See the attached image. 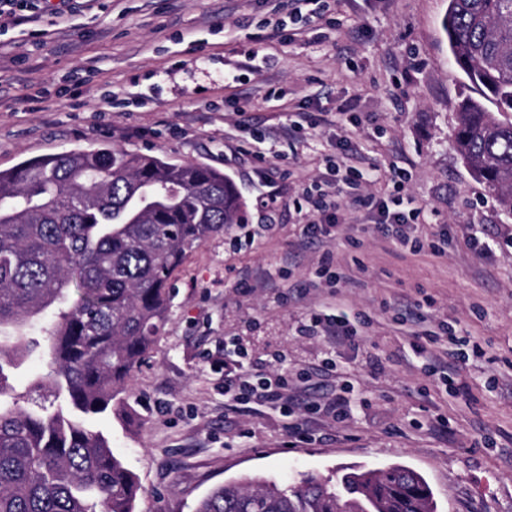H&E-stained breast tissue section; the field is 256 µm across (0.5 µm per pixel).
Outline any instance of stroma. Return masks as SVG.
<instances>
[{
    "label": "stroma",
    "instance_id": "1",
    "mask_svg": "<svg viewBox=\"0 0 512 512\" xmlns=\"http://www.w3.org/2000/svg\"><path fill=\"white\" fill-rule=\"evenodd\" d=\"M30 0L37 22L0 32V169L102 141L224 171L246 220L192 251L156 345L125 403L91 419L136 474V512H194L214 486L264 476L289 485L343 466L421 473L437 512H512V214L459 156V106L474 91L441 27L448 0H331L293 15L286 0ZM280 13L285 30L266 21ZM350 120L334 121L337 106ZM312 123L291 128V116ZM347 137L381 170H405L425 209L415 234L449 227L445 253L414 250L347 210L334 240L302 246L304 185L322 181ZM495 239L476 252L470 234ZM348 276L340 298L308 287L323 260ZM249 287H239L241 278ZM424 303L420 331L448 324L480 354L469 399L421 362L402 299ZM343 303L365 319L357 351L303 326ZM254 373L321 401L340 381L364 403L336 420L229 404L224 342Z\"/></svg>",
    "mask_w": 512,
    "mask_h": 512
}]
</instances>
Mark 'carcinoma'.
<instances>
[{
    "mask_svg": "<svg viewBox=\"0 0 512 512\" xmlns=\"http://www.w3.org/2000/svg\"><path fill=\"white\" fill-rule=\"evenodd\" d=\"M449 50L479 94L462 103L460 156L512 210V0H448ZM494 105L497 112L489 110ZM234 181L112 145L0 171V512H135L141 487L88 419L125 399L162 335L172 278L244 220ZM44 369L20 394L11 373ZM37 396L45 403L28 407ZM195 512H436L404 465L283 486L211 489Z\"/></svg>",
    "mask_w": 512,
    "mask_h": 512,
    "instance_id": "1",
    "label": "carcinoma"
}]
</instances>
